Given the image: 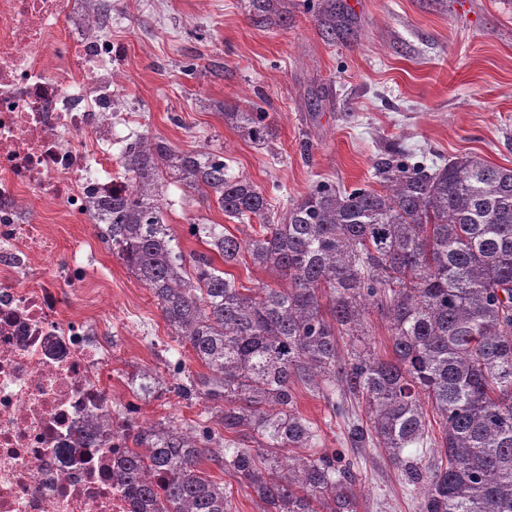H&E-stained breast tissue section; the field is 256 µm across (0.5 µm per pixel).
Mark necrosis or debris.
I'll return each instance as SVG.
<instances>
[{"instance_id":"1","label":"necrosis or debris","mask_w":512,"mask_h":512,"mask_svg":"<svg viewBox=\"0 0 512 512\" xmlns=\"http://www.w3.org/2000/svg\"><path fill=\"white\" fill-rule=\"evenodd\" d=\"M112 24L97 0H0V512H133L116 475L112 349L73 313L89 273L57 262L34 207L88 217L125 191L112 161ZM53 265L37 270L42 260Z\"/></svg>"}]
</instances>
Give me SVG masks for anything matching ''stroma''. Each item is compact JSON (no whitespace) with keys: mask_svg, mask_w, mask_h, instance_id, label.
Masks as SVG:
<instances>
[{"mask_svg":"<svg viewBox=\"0 0 512 512\" xmlns=\"http://www.w3.org/2000/svg\"><path fill=\"white\" fill-rule=\"evenodd\" d=\"M283 21L253 24L249 0H112V64L123 81L113 115L120 135L148 132L175 151L220 152L230 175L264 190L274 214L326 182L377 188V160L403 153L409 163L443 164L473 154L512 168V0H282ZM336 10L328 34L318 21ZM259 104L268 114L265 145L225 123L224 110ZM165 221L184 253L204 251L189 237L194 222H238L218 204L171 182ZM61 243L60 259L86 241L96 283L81 298L99 335L112 345V389L131 400L128 377L141 367L163 375L164 389L141 401L143 423L197 419L201 408L172 390L166 361L180 350L202 373L190 347L177 346L152 292L113 255L95 225L64 212L35 211ZM325 447L357 459L358 512H418L401 470L384 449L346 444L344 419L322 399L297 393Z\"/></svg>","mask_w":512,"mask_h":512,"instance_id":"obj_1","label":"stroma"}]
</instances>
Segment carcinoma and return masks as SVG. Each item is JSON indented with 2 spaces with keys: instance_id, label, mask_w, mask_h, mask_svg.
Listing matches in <instances>:
<instances>
[{
  "instance_id": "1",
  "label": "carcinoma",
  "mask_w": 512,
  "mask_h": 512,
  "mask_svg": "<svg viewBox=\"0 0 512 512\" xmlns=\"http://www.w3.org/2000/svg\"><path fill=\"white\" fill-rule=\"evenodd\" d=\"M249 8L259 27L279 15L273 0ZM224 121L255 144L270 137L258 109ZM121 165L129 192L102 204L112 212L102 237L207 369L194 376L179 357L166 363L177 396L203 406L201 420L141 424L130 404L112 430L126 448L119 481L139 512H231L224 485L199 468L205 460L262 512H358L357 461L336 449L300 453L320 439L297 411L300 387L348 420L351 445L385 449L420 512H512L511 168L471 154L410 166L389 152L375 167L381 189L319 184L276 218L260 187L226 176L220 154L173 151L144 134ZM169 178L252 235L194 223L189 234L209 252L185 255L163 218ZM215 253L280 283L246 294ZM374 311L389 324L390 358L366 342ZM159 385L145 367L129 388L141 399Z\"/></svg>"
}]
</instances>
